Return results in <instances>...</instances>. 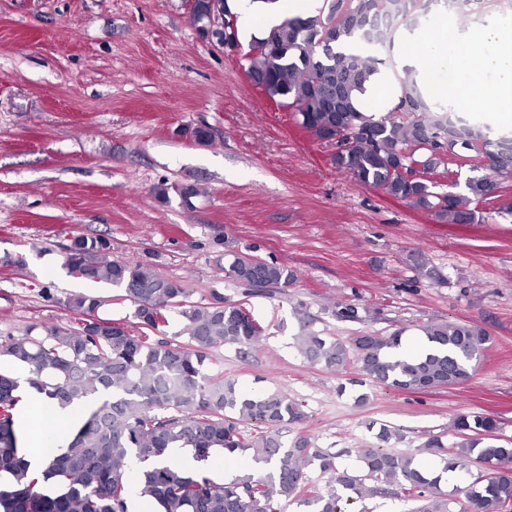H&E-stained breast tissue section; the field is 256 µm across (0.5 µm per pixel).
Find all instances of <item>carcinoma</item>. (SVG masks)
Instances as JSON below:
<instances>
[{
  "instance_id": "obj_1",
  "label": "carcinoma",
  "mask_w": 512,
  "mask_h": 512,
  "mask_svg": "<svg viewBox=\"0 0 512 512\" xmlns=\"http://www.w3.org/2000/svg\"><path fill=\"white\" fill-rule=\"evenodd\" d=\"M483 3L512 8V0H322L315 14L286 18L253 39L247 74L268 99L294 112L303 130L336 139L337 170L433 212L443 224H469L470 204L489 199L498 181L512 176V135L495 138L487 127L452 124L447 106L429 97L407 66L397 75L398 103L386 115L359 110L354 93L379 67H394L390 52L399 30L428 22L442 4L464 16ZM190 22L239 37L232 0H193ZM348 42L374 55L338 50ZM474 157L486 161V172L467 179L465 193L433 191L431 176L447 169L448 159ZM415 172L418 178L406 177ZM109 254L107 240L79 236L66 249L65 267L118 289L135 307L140 332L101 317L102 297L80 295L64 302L75 324L49 323L0 341V355L28 365L29 386L60 405L103 398L68 444L31 470L13 418L22 389L16 378L0 374V472L15 476L12 487L0 489V512H128L132 489L161 512H285L293 503L306 512H347L356 499L387 493L413 501L412 512H512V442L499 435L496 416L460 414L451 443L439 436L423 443V453L439 460V473L385 447L396 435L388 425L379 427L377 445L364 448H322L306 435L286 441L284 425L306 418L302 404L281 392L249 393L205 372L211 350L246 354L259 345L262 329L245 308L220 295L190 302L180 282ZM226 272L248 286L286 287L295 280L288 267L249 255L234 256ZM171 312L183 319V342L152 337ZM297 315L293 345L304 361L329 370L351 363L363 380L410 393L466 382L491 340L475 323L433 322L422 328L423 353L410 356L401 350V330L343 340L319 334L304 312ZM87 316L96 324L83 326ZM173 448L189 450L198 462L219 450L229 458L245 452L253 468L219 482L205 468L184 470L170 458ZM352 454L362 465L358 474L340 463ZM478 464L486 472L461 489L462 498L444 490L442 474L463 475ZM313 470L327 476L325 483L311 480ZM49 480L64 493L37 490Z\"/></svg>"
}]
</instances>
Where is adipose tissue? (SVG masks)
Instances as JSON below:
<instances>
[{"label": "adipose tissue", "instance_id": "obj_1", "mask_svg": "<svg viewBox=\"0 0 512 512\" xmlns=\"http://www.w3.org/2000/svg\"><path fill=\"white\" fill-rule=\"evenodd\" d=\"M418 40L433 44L445 80L432 83V96L446 99L454 109L486 113L498 125L512 127V15L459 35L453 15L436 12ZM399 88L386 70L372 74L362 91L356 92L357 108L378 102L381 111H390L398 102ZM87 412L84 403L60 408L45 392L27 389L13 414L23 437L25 459L41 466L52 454L43 433L47 419H54L62 437L80 427Z\"/></svg>", "mask_w": 512, "mask_h": 512}]
</instances>
